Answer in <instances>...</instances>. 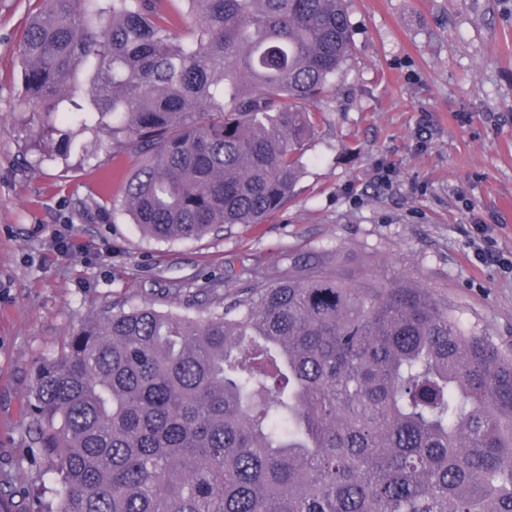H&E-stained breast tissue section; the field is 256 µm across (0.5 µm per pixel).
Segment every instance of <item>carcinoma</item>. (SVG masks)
<instances>
[{"instance_id":"obj_1","label":"carcinoma","mask_w":512,"mask_h":512,"mask_svg":"<svg viewBox=\"0 0 512 512\" xmlns=\"http://www.w3.org/2000/svg\"><path fill=\"white\" fill-rule=\"evenodd\" d=\"M42 0L24 98L135 153L152 239L262 224L293 197L354 51L344 0ZM48 512H512V347L447 298L315 253L192 319L112 307L34 370Z\"/></svg>"}]
</instances>
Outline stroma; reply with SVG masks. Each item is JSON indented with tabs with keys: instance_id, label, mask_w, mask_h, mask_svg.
<instances>
[{
	"instance_id": "obj_1",
	"label": "stroma",
	"mask_w": 512,
	"mask_h": 512,
	"mask_svg": "<svg viewBox=\"0 0 512 512\" xmlns=\"http://www.w3.org/2000/svg\"><path fill=\"white\" fill-rule=\"evenodd\" d=\"M39 0H0V498L25 512L33 371L112 306L187 312L177 289L233 297L288 251L322 250L447 297L468 324L512 344V0H346L355 51L327 94L295 193L262 224L197 240L144 237L122 208L135 156L102 134L33 147L19 46ZM491 228L489 237L474 225ZM75 238L56 252V233Z\"/></svg>"
}]
</instances>
